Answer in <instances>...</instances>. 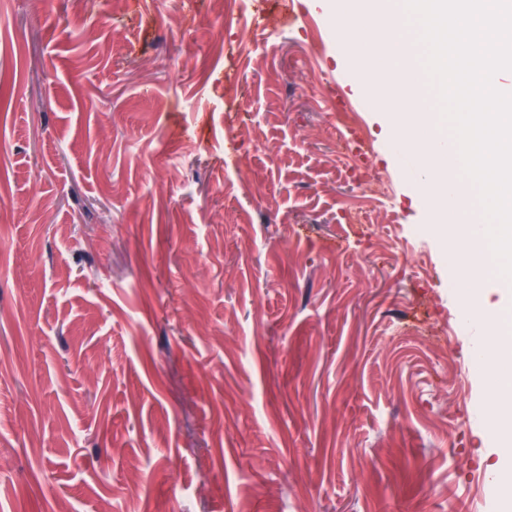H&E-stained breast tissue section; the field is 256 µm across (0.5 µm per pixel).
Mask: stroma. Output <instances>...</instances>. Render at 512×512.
Returning a JSON list of instances; mask_svg holds the SVG:
<instances>
[{"mask_svg": "<svg viewBox=\"0 0 512 512\" xmlns=\"http://www.w3.org/2000/svg\"><path fill=\"white\" fill-rule=\"evenodd\" d=\"M127 2L0 0V503L497 512L449 248L329 0Z\"/></svg>", "mask_w": 512, "mask_h": 512, "instance_id": "1", "label": "stroma"}]
</instances>
